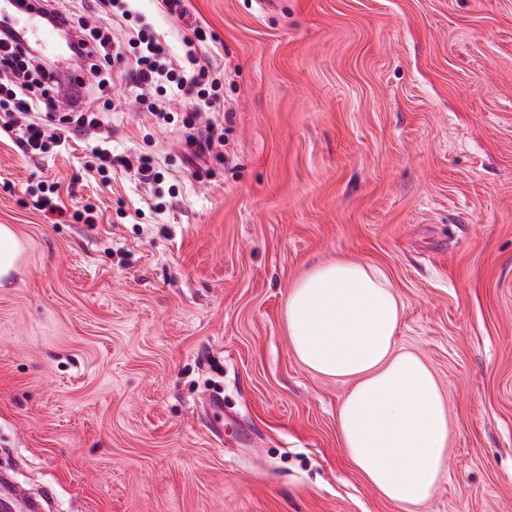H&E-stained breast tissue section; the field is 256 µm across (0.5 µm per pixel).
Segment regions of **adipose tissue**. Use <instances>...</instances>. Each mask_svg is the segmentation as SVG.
<instances>
[{
	"mask_svg": "<svg viewBox=\"0 0 512 512\" xmlns=\"http://www.w3.org/2000/svg\"><path fill=\"white\" fill-rule=\"evenodd\" d=\"M399 323L400 301L385 274L347 259L316 267L288 295L299 360L356 381L337 415L350 464L387 500L417 503L438 481L448 413L429 367L395 350Z\"/></svg>",
	"mask_w": 512,
	"mask_h": 512,
	"instance_id": "1",
	"label": "adipose tissue"
}]
</instances>
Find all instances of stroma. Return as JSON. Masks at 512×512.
Instances as JSON below:
<instances>
[{"instance_id":"stroma-1","label":"stroma","mask_w":512,"mask_h":512,"mask_svg":"<svg viewBox=\"0 0 512 512\" xmlns=\"http://www.w3.org/2000/svg\"><path fill=\"white\" fill-rule=\"evenodd\" d=\"M216 112L100 101L151 188L91 177L83 138L33 161L0 135V470L50 512H512V0H138ZM218 134L200 160L191 139ZM60 185L65 219L37 210ZM90 211L91 222L74 221ZM377 267L398 349L433 370L448 454L431 496L381 497L337 431L353 383L306 368L288 295L314 266ZM222 402L213 409L212 398ZM19 252V242L11 228L0 225V286L6 281L14 270L15 260Z\"/></svg>"}]
</instances>
